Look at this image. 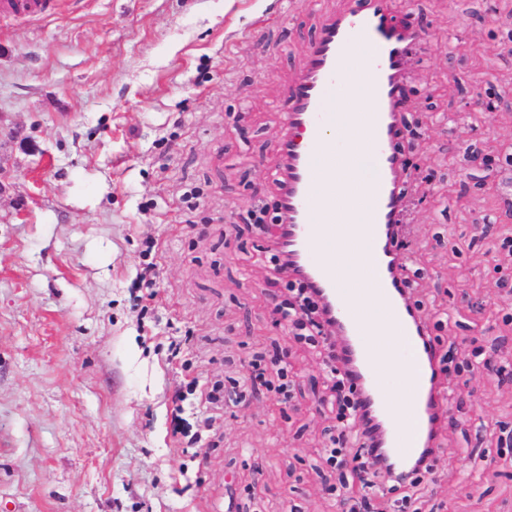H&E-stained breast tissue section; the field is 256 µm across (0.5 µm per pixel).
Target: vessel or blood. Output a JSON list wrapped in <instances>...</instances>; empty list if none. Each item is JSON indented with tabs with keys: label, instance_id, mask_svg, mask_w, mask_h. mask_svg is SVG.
<instances>
[{
	"label": "vessel or blood",
	"instance_id": "b4317fda",
	"mask_svg": "<svg viewBox=\"0 0 512 512\" xmlns=\"http://www.w3.org/2000/svg\"><path fill=\"white\" fill-rule=\"evenodd\" d=\"M423 40L399 24L392 0H346L343 11L329 13L288 91V136L276 176L284 221L274 241L327 298L341 336L340 362L380 428L377 453L399 471L428 448L433 417L445 404L433 375V348L406 302L402 258L392 244L403 208L394 150L402 61L408 45ZM361 69L368 74L364 90L372 111H329V102L344 92L343 73ZM352 168L373 188L357 186L351 198L336 197L331 184ZM351 220L364 224L363 236L346 230ZM355 265L361 277L350 275ZM377 321L385 324L380 340L368 332ZM402 406L413 417L411 428L396 418Z\"/></svg>",
	"mask_w": 512,
	"mask_h": 512
}]
</instances>
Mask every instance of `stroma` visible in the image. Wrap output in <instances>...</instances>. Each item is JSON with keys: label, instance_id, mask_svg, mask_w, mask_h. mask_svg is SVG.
Listing matches in <instances>:
<instances>
[{"label": "stroma", "instance_id": "35a3bbf8", "mask_svg": "<svg viewBox=\"0 0 512 512\" xmlns=\"http://www.w3.org/2000/svg\"><path fill=\"white\" fill-rule=\"evenodd\" d=\"M344 0H59L0 15V512H338L324 357L272 309L265 235L283 103ZM426 43L406 74L419 166L416 299L455 378L415 512H512V0H395ZM480 92L496 105L466 108ZM156 295L136 306L146 241ZM288 355L294 399L250 379ZM246 399L189 448L191 380Z\"/></svg>", "mask_w": 512, "mask_h": 512}]
</instances>
